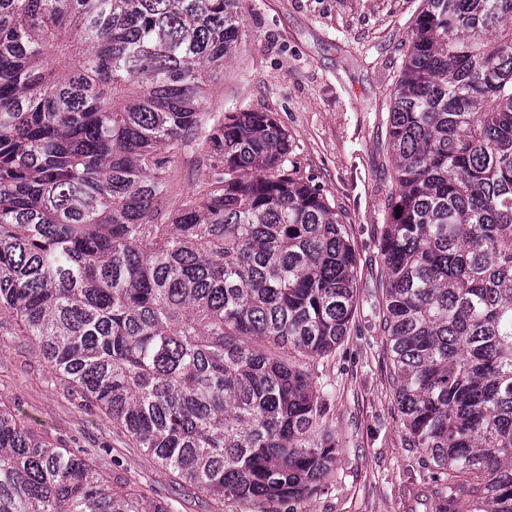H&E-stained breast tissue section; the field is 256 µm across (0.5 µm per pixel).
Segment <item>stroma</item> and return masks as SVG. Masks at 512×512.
Segmentation results:
<instances>
[{
  "mask_svg": "<svg viewBox=\"0 0 512 512\" xmlns=\"http://www.w3.org/2000/svg\"><path fill=\"white\" fill-rule=\"evenodd\" d=\"M422 0H239L243 37L210 86L211 112L270 113L287 131L300 177L346 223L357 256L347 336L310 369L339 453L325 489L298 512H435L430 472L405 445L379 307L391 96ZM0 405L35 435L102 465L114 490L174 512H252L203 497L113 428L55 372L17 321L0 316Z\"/></svg>",
  "mask_w": 512,
  "mask_h": 512,
  "instance_id": "stroma-1",
  "label": "stroma"
}]
</instances>
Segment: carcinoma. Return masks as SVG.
Returning <instances> with one entry per match:
<instances>
[{
	"instance_id": "obj_1",
	"label": "carcinoma",
	"mask_w": 512,
	"mask_h": 512,
	"mask_svg": "<svg viewBox=\"0 0 512 512\" xmlns=\"http://www.w3.org/2000/svg\"><path fill=\"white\" fill-rule=\"evenodd\" d=\"M239 0H0V310L198 492L336 463L307 361L356 308L340 212L268 113L202 110ZM383 335L438 512H512V0H423L387 127ZM205 178L167 206L176 160ZM0 512H171L0 407Z\"/></svg>"
}]
</instances>
